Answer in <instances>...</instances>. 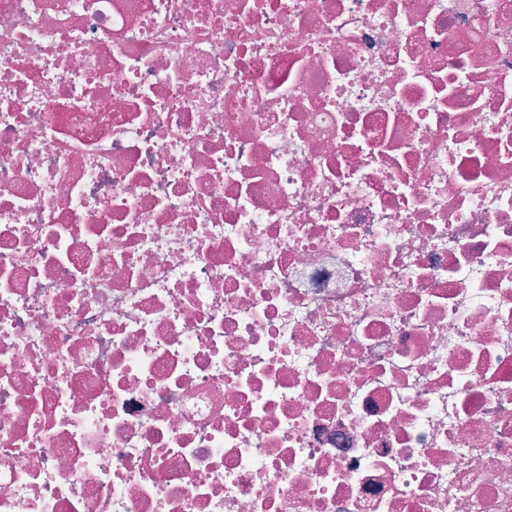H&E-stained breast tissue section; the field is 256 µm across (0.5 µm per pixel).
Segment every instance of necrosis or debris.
<instances>
[{
    "label": "necrosis or debris",
    "mask_w": 512,
    "mask_h": 512,
    "mask_svg": "<svg viewBox=\"0 0 512 512\" xmlns=\"http://www.w3.org/2000/svg\"><path fill=\"white\" fill-rule=\"evenodd\" d=\"M0 512H512V0H0Z\"/></svg>",
    "instance_id": "necrosis-or-debris-1"
}]
</instances>
